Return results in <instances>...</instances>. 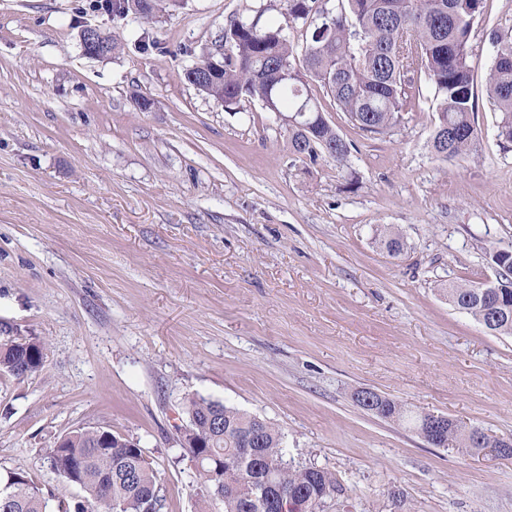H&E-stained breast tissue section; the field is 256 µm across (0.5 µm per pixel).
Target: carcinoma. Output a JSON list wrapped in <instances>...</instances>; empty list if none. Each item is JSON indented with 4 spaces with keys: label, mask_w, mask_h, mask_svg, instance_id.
Returning a JSON list of instances; mask_svg holds the SVG:
<instances>
[{
    "label": "carcinoma",
    "mask_w": 512,
    "mask_h": 512,
    "mask_svg": "<svg viewBox=\"0 0 512 512\" xmlns=\"http://www.w3.org/2000/svg\"><path fill=\"white\" fill-rule=\"evenodd\" d=\"M112 20L130 17L150 25L180 0H99ZM288 28L302 29L301 58L285 27H251L240 17L224 29V55L206 53L187 67L184 78L222 106L237 113L243 102L272 101L280 112L306 108L304 129L285 131L289 153L299 160L325 154L343 164L349 144L326 117L312 94L316 82L353 126L373 134L394 127L409 106L423 96L415 75L428 79L436 119L429 146L443 161L475 157L478 131L473 110L471 33L481 20L483 0H287ZM486 92L501 113L497 138L512 143V31L495 37V56ZM378 243L389 255L404 251L401 236L383 231ZM448 301L478 322L502 308L496 333L512 335V281L492 294L471 281L448 286ZM46 346L37 338L0 343V375L23 380L43 365ZM377 416L406 424L428 439L422 415L398 401L375 394ZM188 419L197 423L201 458L200 512L220 504L224 512H324L342 493L336 475L324 468L292 465L284 459L282 434L266 421L204 398L184 403ZM473 443L469 431L448 426L446 441L466 450L493 448L501 440L480 432ZM49 468L79 488L83 499H54L25 471L0 478V512H143L149 504L161 512L165 496L157 472L139 441L103 428L78 429L57 439L47 452ZM288 495L287 508L270 505L277 492Z\"/></svg>",
    "instance_id": "carcinoma-1"
}]
</instances>
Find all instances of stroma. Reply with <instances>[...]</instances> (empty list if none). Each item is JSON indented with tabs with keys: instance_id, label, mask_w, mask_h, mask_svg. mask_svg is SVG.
<instances>
[{
	"instance_id": "1",
	"label": "stroma",
	"mask_w": 512,
	"mask_h": 512,
	"mask_svg": "<svg viewBox=\"0 0 512 512\" xmlns=\"http://www.w3.org/2000/svg\"><path fill=\"white\" fill-rule=\"evenodd\" d=\"M242 15L288 21L284 0H182L145 53L141 23L94 0H0V342L46 343L38 373L0 377V473L79 500L46 451L109 428L139 440L165 512H197L179 427L200 397L334 472L345 493L325 512H397V491L409 512H512V456L432 446L352 399L369 388L512 439V335L445 290L493 280L491 254L512 248V144L485 92L512 0H484L471 37L474 161L432 155L429 98L371 134L317 85L348 161L295 159L260 104L229 114L184 78ZM88 26L122 53L86 57ZM383 227L401 255L377 246Z\"/></svg>"
}]
</instances>
